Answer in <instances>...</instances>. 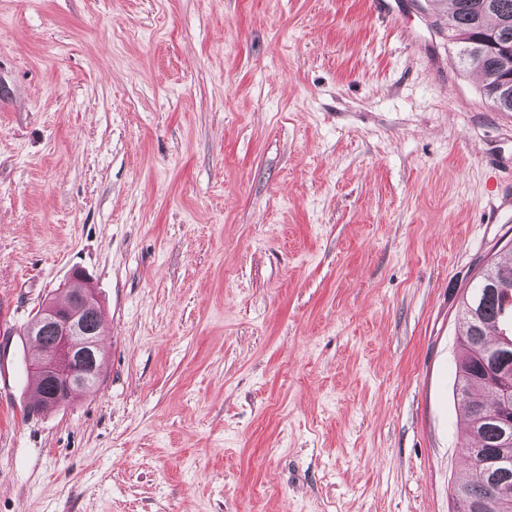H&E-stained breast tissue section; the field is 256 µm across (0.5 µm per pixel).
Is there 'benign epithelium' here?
<instances>
[{"label":"benign epithelium","instance_id":"benign-epithelium-1","mask_svg":"<svg viewBox=\"0 0 512 512\" xmlns=\"http://www.w3.org/2000/svg\"><path fill=\"white\" fill-rule=\"evenodd\" d=\"M77 300L69 305L44 304L37 321L28 330L32 339L49 331L55 337L53 348L34 365V375L54 387L46 405L67 401L82 385L99 380V340L85 328V315L98 308L93 290L77 278Z\"/></svg>","mask_w":512,"mask_h":512}]
</instances>
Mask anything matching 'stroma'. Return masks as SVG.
I'll use <instances>...</instances> for the list:
<instances>
[{
	"mask_svg": "<svg viewBox=\"0 0 512 512\" xmlns=\"http://www.w3.org/2000/svg\"><path fill=\"white\" fill-rule=\"evenodd\" d=\"M373 2L0 0V512H453L512 112ZM77 275L100 380L34 413Z\"/></svg>",
	"mask_w": 512,
	"mask_h": 512,
	"instance_id": "stroma-1",
	"label": "stroma"
}]
</instances>
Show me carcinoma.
<instances>
[{
  "instance_id": "carcinoma-1",
  "label": "carcinoma",
  "mask_w": 512,
  "mask_h": 512,
  "mask_svg": "<svg viewBox=\"0 0 512 512\" xmlns=\"http://www.w3.org/2000/svg\"><path fill=\"white\" fill-rule=\"evenodd\" d=\"M448 43L459 64L483 75L484 93L499 112H512V53L508 59L490 51L486 41L512 49V0H451L448 12ZM512 300V250L509 249L482 272L463 299L458 382L465 411L469 442L483 450L501 446L499 425L491 420L499 397L485 385L487 363L498 354L512 355V338L493 342L490 329L503 303ZM467 457L479 472L476 481H461L452 490L454 512H495L497 487L491 474L472 453Z\"/></svg>"
}]
</instances>
